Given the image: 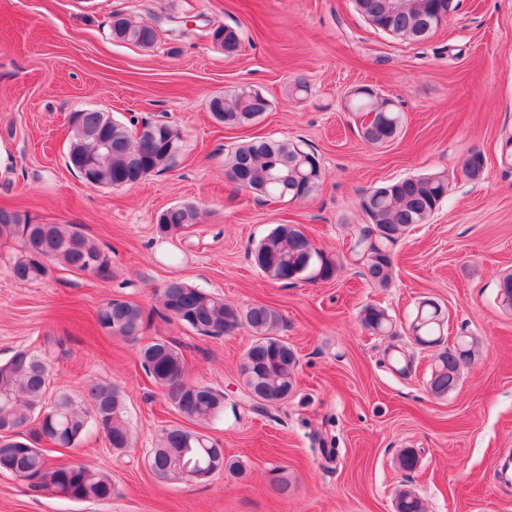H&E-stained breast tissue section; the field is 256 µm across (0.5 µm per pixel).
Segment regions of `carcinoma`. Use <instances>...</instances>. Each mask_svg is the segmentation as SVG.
Segmentation results:
<instances>
[{
    "label": "carcinoma",
    "mask_w": 512,
    "mask_h": 512,
    "mask_svg": "<svg viewBox=\"0 0 512 512\" xmlns=\"http://www.w3.org/2000/svg\"><path fill=\"white\" fill-rule=\"evenodd\" d=\"M396 0H355L358 13L374 28L411 44L422 43L431 33L418 35L421 18L433 22L432 33L439 30V18L448 13V0H409L413 8L401 10ZM166 31L176 38H207L210 31L197 21H173L168 28L161 18L133 21L121 13L112 15V36L117 41L150 48ZM225 33L216 46L224 55H235L242 43L237 27L219 26ZM218 122L229 128L245 126L262 113L256 92L241 87L229 95L220 94L208 103ZM350 111L375 112L376 119L362 127V137L372 145H383L395 138L402 115L385 102L359 87L352 94ZM73 135L66 165L80 178L85 170L74 161V154L91 156L95 136L112 140V155L93 171L94 186L127 187L157 173L173 169L180 158L183 138L171 140L174 125L153 121L150 132L137 135L130 129L134 122L112 119L105 112L86 110L73 116ZM230 180L241 190L281 201L311 197L324 182L326 171L318 154L286 138L253 140L238 146L224 163ZM447 175L434 172L411 176L379 185L359 200L366 217L351 253L358 256L360 274L372 286L387 288L392 281V249L415 224H426L445 201ZM197 223V211L191 204H178L162 211L158 233L178 236ZM0 239L17 244L8 271L17 281H44L50 264L58 262L70 269L106 279L109 255L73 224H30L13 210L0 209ZM254 265L270 280L283 283L331 281L340 262L336 255L317 248L298 227L279 224L251 252ZM165 315L199 333L218 337L246 328L253 342L247 354L253 369L243 372L246 399L250 410L264 412L288 399L295 387L298 358L287 341L278 336L284 324L280 310L267 304L245 308L224 302V298L172 280L161 291ZM364 329L372 334L394 333L392 316L375 305L364 306L359 313ZM96 322L105 333L136 339L151 327L152 315L144 307L122 299H112L97 312ZM444 317L436 307L418 306L411 322L415 341L424 346L442 342ZM477 341L458 337L452 346L437 356L430 374V391L444 397L459 382L461 368L472 359ZM141 365L165 392L167 400L188 421L199 427L192 431L179 426L162 430L151 449V469L164 477H179L178 466L192 471L207 466L218 448L201 430L217 422L224 414V394L208 386L194 385L185 375L182 353L171 341L154 338L139 350ZM50 354L45 347L19 349L0 362V473L30 479L31 491L74 502L112 500V478L81 462L58 464L49 459L39 444L75 448L90 430L102 433L110 447H131L130 429L124 420L125 405L121 390L112 385L93 384L87 388V401L67 394L49 396ZM36 426L22 431L30 418ZM396 512H426L422 499L409 489L396 495Z\"/></svg>",
    "instance_id": "carcinoma-1"
}]
</instances>
